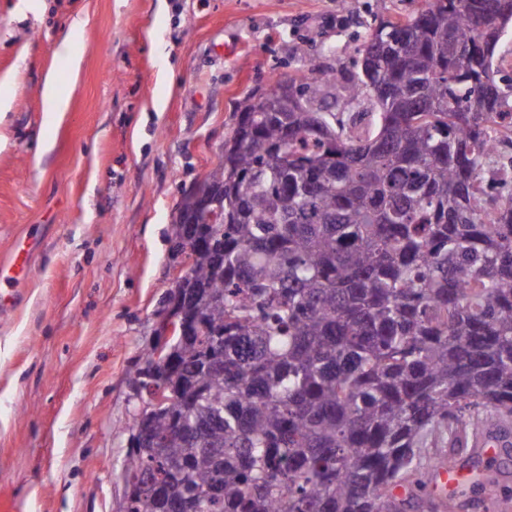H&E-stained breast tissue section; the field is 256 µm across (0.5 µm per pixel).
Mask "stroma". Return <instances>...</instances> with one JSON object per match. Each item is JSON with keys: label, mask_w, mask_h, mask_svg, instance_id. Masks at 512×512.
<instances>
[{"label": "stroma", "mask_w": 512, "mask_h": 512, "mask_svg": "<svg viewBox=\"0 0 512 512\" xmlns=\"http://www.w3.org/2000/svg\"><path fill=\"white\" fill-rule=\"evenodd\" d=\"M424 4L0 0V265L28 256L0 307V490L18 512H123L137 369L172 287L184 193L271 75L351 77L367 26ZM50 75L67 102L53 114ZM459 466L449 512H512V457ZM489 475L492 500L471 488Z\"/></svg>", "instance_id": "35a3bbf8"}]
</instances>
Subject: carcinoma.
<instances>
[{
    "mask_svg": "<svg viewBox=\"0 0 512 512\" xmlns=\"http://www.w3.org/2000/svg\"><path fill=\"white\" fill-rule=\"evenodd\" d=\"M511 24L512 0H427L355 47L369 79L244 104L178 286L193 335L138 369L164 403L133 418L124 512H408L420 449L455 467L512 433V192L483 188ZM496 65L500 71L498 77H512V32L510 30L497 45Z\"/></svg>",
    "mask_w": 512,
    "mask_h": 512,
    "instance_id": "1",
    "label": "carcinoma"
}]
</instances>
